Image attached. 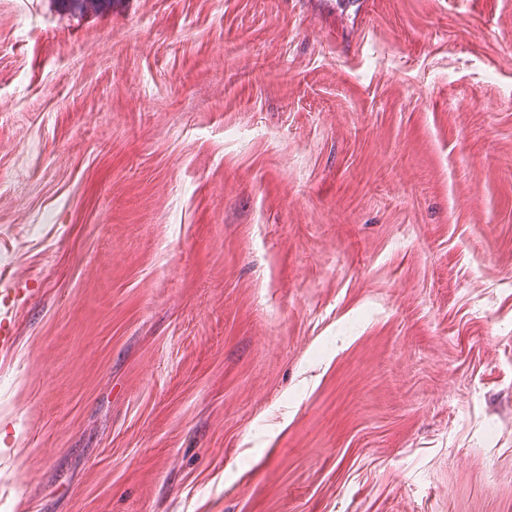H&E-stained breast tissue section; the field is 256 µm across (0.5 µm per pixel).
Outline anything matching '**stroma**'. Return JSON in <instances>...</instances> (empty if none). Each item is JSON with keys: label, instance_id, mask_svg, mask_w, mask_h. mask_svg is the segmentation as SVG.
<instances>
[{"label": "stroma", "instance_id": "1", "mask_svg": "<svg viewBox=\"0 0 512 512\" xmlns=\"http://www.w3.org/2000/svg\"><path fill=\"white\" fill-rule=\"evenodd\" d=\"M32 5L0 512H512V0Z\"/></svg>", "mask_w": 512, "mask_h": 512}]
</instances>
